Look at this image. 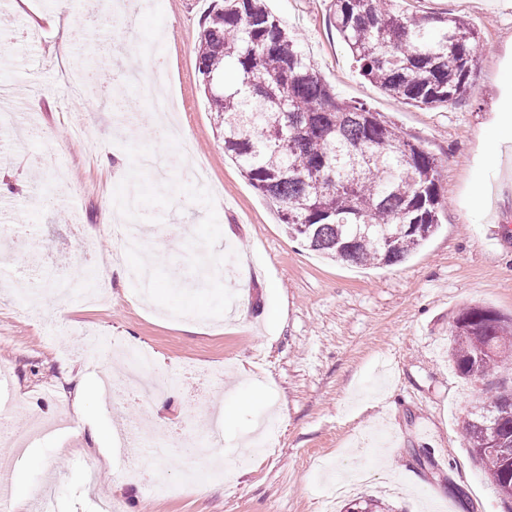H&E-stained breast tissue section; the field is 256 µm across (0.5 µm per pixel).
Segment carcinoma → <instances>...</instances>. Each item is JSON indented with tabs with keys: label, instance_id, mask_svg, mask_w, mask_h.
Masks as SVG:
<instances>
[{
	"label": "carcinoma",
	"instance_id": "1",
	"mask_svg": "<svg viewBox=\"0 0 512 512\" xmlns=\"http://www.w3.org/2000/svg\"><path fill=\"white\" fill-rule=\"evenodd\" d=\"M333 6L336 31L371 84L426 108L464 91L479 41L469 22L410 15L399 0ZM196 65L224 154L291 237L335 261L392 267L436 232L435 156L367 104L339 98L265 0H219L200 25ZM452 336L451 360L467 378L512 353V319L483 307L463 308ZM462 432L492 482L512 485V394L470 413ZM346 512L387 510L364 498Z\"/></svg>",
	"mask_w": 512,
	"mask_h": 512
}]
</instances>
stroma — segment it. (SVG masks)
I'll list each match as a JSON object with an SVG mask.
<instances>
[{
	"label": "stroma",
	"instance_id": "35a3bbf8",
	"mask_svg": "<svg viewBox=\"0 0 512 512\" xmlns=\"http://www.w3.org/2000/svg\"><path fill=\"white\" fill-rule=\"evenodd\" d=\"M332 0H269L296 33L320 74L345 100L367 103L420 142L440 165L443 209L438 232L405 263L356 267L323 259L291 237L275 208L224 155L209 112L195 45L212 0H154L140 14L132 65L177 102L186 141L159 143L154 111L125 87L131 120L119 126L112 98L120 74L116 45L100 16L76 14L68 32L50 26L54 0H0V113L20 121L0 128V412L29 421L69 418L31 436L19 454L0 450L13 499L41 493L46 472L57 512H345L370 497L392 512H504L483 464L460 429L478 402L512 387V359L483 380L461 378L449 361L454 320L478 305L512 317V134L496 120L504 85H512V0H403L410 13H445L469 21L480 43L466 91L445 108L402 104L360 77L331 23ZM70 59L93 55L101 68L94 93L73 110L57 87L51 48L61 37ZM84 140L69 135L75 120ZM204 165L210 192L194 179L169 176L163 188L138 167L146 149ZM141 192L136 219L181 224L180 239L148 237L155 281L149 303L131 299L118 275L108 231L129 192ZM103 274L111 298L103 306L59 311L46 301L55 339L15 304L44 275L85 269ZM119 339L151 349L162 395L107 408L97 389L124 377L122 361L86 357L87 337ZM222 371L208 399L189 401L183 367ZM88 391L75 408L77 383ZM274 449L249 463L235 450L268 413ZM207 420L224 465L225 483L208 476L205 459L181 449L164 458L144 451L146 468L170 485L195 467L199 490L154 494L117 481L112 442L138 424L167 430Z\"/></svg>",
	"mask_w": 512,
	"mask_h": 512
}]
</instances>
